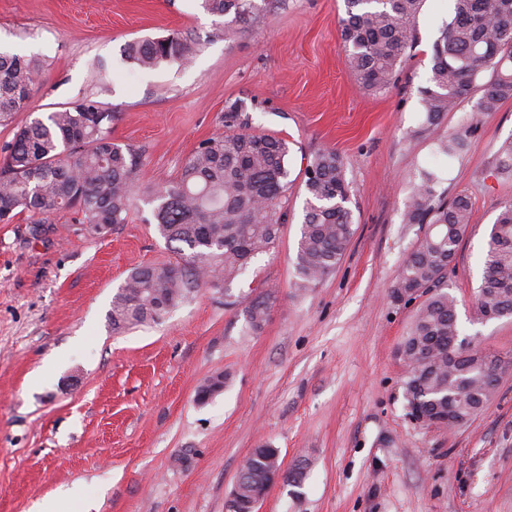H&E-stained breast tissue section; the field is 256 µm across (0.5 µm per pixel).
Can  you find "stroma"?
<instances>
[{"label":"stroma","mask_w":512,"mask_h":512,"mask_svg":"<svg viewBox=\"0 0 512 512\" xmlns=\"http://www.w3.org/2000/svg\"><path fill=\"white\" fill-rule=\"evenodd\" d=\"M256 3L228 24L201 0H0V49L44 64L29 109L0 124V145L94 94L115 114L113 143L162 186L223 133L238 100L251 132L287 141L292 181L275 249L229 290L199 289L159 323L119 330L118 288L134 268L175 258L152 205L136 202L105 235L70 209L37 227L24 213L0 223V512H30L64 490V512H225L243 459L266 444L304 479L275 481L258 512H512V318H472L490 229L512 199V179L494 171L512 99L486 115L468 100L424 125L417 90L454 0H426L382 93L346 64L343 0ZM172 34L200 42L189 65L141 70L123 57L131 41ZM467 124V150L436 155V141ZM323 149L343 158L356 232L335 271L301 290L302 177ZM424 168L446 197L472 202L448 272L460 336L509 358L487 405L452 429L408 414L400 346L416 306L391 296L426 230L401 220ZM258 296L270 309L255 331L246 310ZM216 373L223 392L198 403Z\"/></svg>","instance_id":"obj_1"}]
</instances>
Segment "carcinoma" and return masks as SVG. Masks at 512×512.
Returning <instances> with one entry per match:
<instances>
[{
	"label": "carcinoma",
	"instance_id": "1",
	"mask_svg": "<svg viewBox=\"0 0 512 512\" xmlns=\"http://www.w3.org/2000/svg\"><path fill=\"white\" fill-rule=\"evenodd\" d=\"M423 0H344L341 46L348 68L362 88L391 87L407 50L416 41L415 21ZM209 14L239 22L257 9L255 0H202ZM200 51L192 38L168 36L129 43L125 56L143 69L162 63L189 64ZM42 72L35 58L0 52V122L28 108L31 87ZM473 111L495 112L512 99V0H455L454 14L433 44L429 84L418 90L424 123L438 124L474 93ZM114 114L97 97L85 96L21 127L0 148V223L21 212L35 217L72 208L81 222L105 229L124 224L133 196L143 189L157 231L177 259L132 271L112 299V328L157 323L203 286H229L249 261L275 248L280 204L290 185L288 144L272 135L249 131V117L236 104L224 113L228 132L202 141L177 181L159 190L141 181L136 153L112 143ZM468 127L439 140L436 154L453 157L468 147ZM495 172L512 176V140L495 158ZM429 170L403 212L406 224L428 228L404 261L391 290L423 289L404 341L416 356L407 364L404 394L408 409L443 421L435 411L452 409L471 420L486 404L496 383L486 360L504 361L494 351L462 349L456 300L448 293V268L471 222L472 203L459 193L448 201ZM307 193L296 254V285L313 288L336 269L354 233L347 203L351 187L343 159L333 149L315 154L305 170ZM189 253H184V249ZM269 301L257 297L247 316L252 329L265 323ZM512 317V200L501 206L492 224L473 319L485 322ZM273 448H255L243 461L239 497L250 498L267 480Z\"/></svg>",
	"mask_w": 512,
	"mask_h": 512
}]
</instances>
